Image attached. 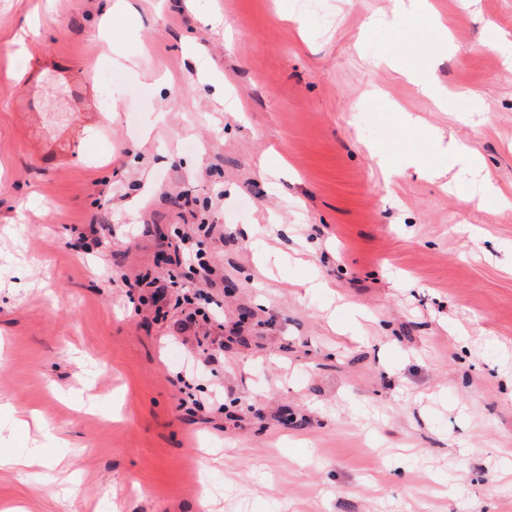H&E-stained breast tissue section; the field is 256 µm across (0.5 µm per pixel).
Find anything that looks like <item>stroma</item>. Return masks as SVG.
I'll list each match as a JSON object with an SVG mask.
<instances>
[{"label":"stroma","instance_id":"35a3bbf8","mask_svg":"<svg viewBox=\"0 0 512 512\" xmlns=\"http://www.w3.org/2000/svg\"><path fill=\"white\" fill-rule=\"evenodd\" d=\"M114 2L0 0V456L43 461L0 469V506L512 512V0H432L444 51L424 24L368 29L390 0H331L327 25L304 0ZM414 59L441 102L400 73ZM51 63L120 111L48 167L37 144L82 121L72 88L47 74L37 123L17 104ZM452 139L480 176L430 175ZM201 222L210 360L172 299L116 284L165 276L162 242ZM93 224L112 235L88 253ZM31 408L42 426L17 427Z\"/></svg>","mask_w":512,"mask_h":512}]
</instances>
